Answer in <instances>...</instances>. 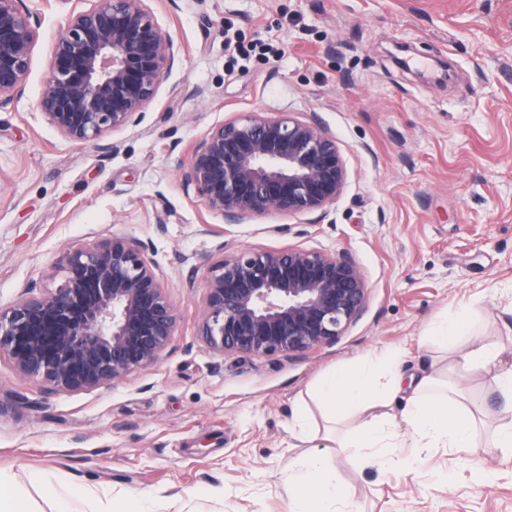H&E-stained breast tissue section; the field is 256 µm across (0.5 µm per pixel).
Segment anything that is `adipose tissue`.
<instances>
[{
	"mask_svg": "<svg viewBox=\"0 0 512 512\" xmlns=\"http://www.w3.org/2000/svg\"><path fill=\"white\" fill-rule=\"evenodd\" d=\"M400 356L385 355L380 363L383 378H376L371 368L339 366L326 373L317 387V396L323 403L328 422L359 414L376 406L379 399H387L402 388L397 373ZM435 376L421 379L414 387L415 397L406 412V421L415 442L433 448L445 445L451 448H470L474 445L476 422L472 409L467 407L458 392L434 394ZM341 448H378L381 465L410 467V457L388 454L392 441L389 433L380 427L377 419L363 422L352 434L336 438ZM349 497L347 490L328 471L323 457L305 458L288 475V512H339L338 506Z\"/></svg>",
	"mask_w": 512,
	"mask_h": 512,
	"instance_id": "adipose-tissue-1",
	"label": "adipose tissue"
}]
</instances>
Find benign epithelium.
<instances>
[{"mask_svg":"<svg viewBox=\"0 0 512 512\" xmlns=\"http://www.w3.org/2000/svg\"><path fill=\"white\" fill-rule=\"evenodd\" d=\"M22 0H0V110L24 94L39 21ZM175 61L173 40L145 0H92L55 39L36 108L65 139L93 145L154 99ZM182 179L230 222L270 212L322 211L341 194L336 141L315 124L252 113L213 127ZM147 246L114 236L67 253L60 285H32L0 306V358L50 392L110 386L156 362L176 313ZM199 336L215 352L304 353L332 342L362 313L355 262L318 250H242L208 268Z\"/></svg>","mask_w":512,"mask_h":512,"instance_id":"benign-epithelium-1","label":"benign epithelium"}]
</instances>
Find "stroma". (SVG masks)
Listing matches in <instances>:
<instances>
[{"label":"stroma","mask_w":512,"mask_h":512,"mask_svg":"<svg viewBox=\"0 0 512 512\" xmlns=\"http://www.w3.org/2000/svg\"><path fill=\"white\" fill-rule=\"evenodd\" d=\"M23 3L42 25L24 95L0 112V306L57 287L66 252L125 235L148 244L177 323L156 363L91 391L49 392L0 359V473L41 512L62 497L72 512H127L138 494L157 512H287L288 473L313 452L296 420L320 415L318 381L398 351L404 379L441 371L483 406L478 445L422 449L409 470L329 449L350 512H512V452L496 435L512 400L491 374L455 368L459 349L421 341L466 313L512 367V0H148L178 60L134 123L93 146L36 108L73 4ZM229 28L282 57L232 54ZM250 112L336 142L347 178L334 203L229 224L184 185L193 147ZM246 249L348 255L362 314L296 356L214 352L199 335L207 270Z\"/></svg>","instance_id":"obj_1"}]
</instances>
